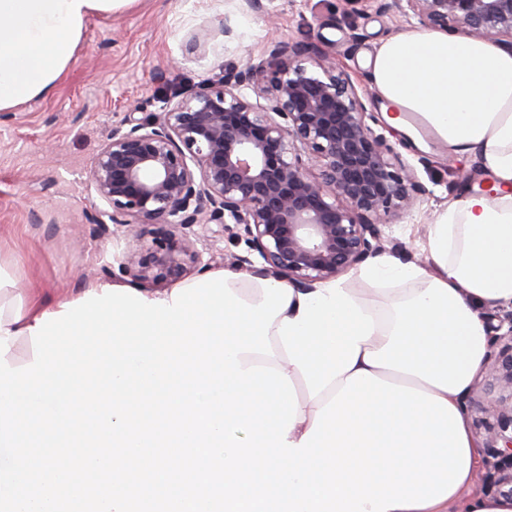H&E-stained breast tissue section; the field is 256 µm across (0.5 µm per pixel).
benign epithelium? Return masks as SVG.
Listing matches in <instances>:
<instances>
[{
	"label": "benign epithelium",
	"mask_w": 512,
	"mask_h": 512,
	"mask_svg": "<svg viewBox=\"0 0 512 512\" xmlns=\"http://www.w3.org/2000/svg\"><path fill=\"white\" fill-rule=\"evenodd\" d=\"M413 17L426 27L512 47V0H345ZM212 29L188 39L205 47ZM367 90L336 66L317 37L272 42L218 80L162 100L145 121L130 111L92 160L88 180L117 227L158 224L149 242L132 234L121 268L136 282L169 283L208 267L189 229L246 237L262 265L240 270L295 288L336 278L383 248L382 226L425 195L411 165L367 123ZM500 344L487 375L512 398V310L487 321ZM494 487L512 498V409L486 438Z\"/></svg>",
	"instance_id": "1"
}]
</instances>
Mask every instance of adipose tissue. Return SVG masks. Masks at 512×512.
<instances>
[{
	"label": "adipose tissue",
	"instance_id": "ef3b65f1",
	"mask_svg": "<svg viewBox=\"0 0 512 512\" xmlns=\"http://www.w3.org/2000/svg\"><path fill=\"white\" fill-rule=\"evenodd\" d=\"M135 0H0V112L53 94L91 18L124 12ZM365 66L390 127L412 138L425 126L449 152L475 155L489 190H463L438 213L425 246L434 270L377 256L361 277L408 284L388 314L374 318L352 289L334 281L294 290L268 330L272 355L244 353L242 368L281 370L304 394L291 441L360 370L444 398L463 409L488 353L482 310L512 306V49L425 26L383 39ZM17 271L0 261V337L10 367L20 341L60 301L17 292ZM422 512H512L467 473L447 499Z\"/></svg>",
	"mask_w": 512,
	"mask_h": 512
}]
</instances>
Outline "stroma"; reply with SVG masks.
Returning a JSON list of instances; mask_svg holds the SVG:
<instances>
[{
	"mask_svg": "<svg viewBox=\"0 0 512 512\" xmlns=\"http://www.w3.org/2000/svg\"><path fill=\"white\" fill-rule=\"evenodd\" d=\"M275 6L266 14L243 0H137L124 13L88 22L55 92L0 119V259L17 266L18 288L54 301L97 284H129L117 261L126 228L105 238L86 219L87 211L105 208L87 168L125 112L152 117L162 97L219 79L271 41L309 34L330 42L337 66L363 87L367 53L407 26L405 18L373 9L350 19L344 0H320L314 11L302 0H276ZM224 15L232 38L216 36L204 51L188 53L190 34ZM318 15L326 20L320 28ZM155 69L164 70L163 82H152ZM400 151L427 193L411 215L384 226L385 252L428 269L424 246L437 213L463 188L483 189L485 179L474 158L456 159L433 139L423 149L404 145Z\"/></svg>",
	"mask_w": 512,
	"mask_h": 512,
	"instance_id": "obj_1",
	"label": "stroma"
}]
</instances>
